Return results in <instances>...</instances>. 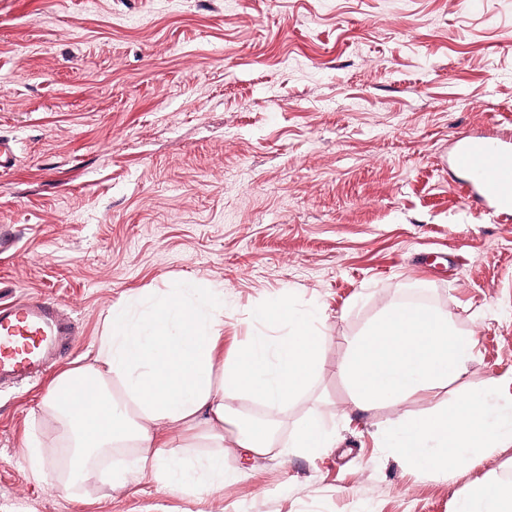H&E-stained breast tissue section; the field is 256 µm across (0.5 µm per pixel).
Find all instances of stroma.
Here are the masks:
<instances>
[{"label":"stroma","mask_w":512,"mask_h":512,"mask_svg":"<svg viewBox=\"0 0 512 512\" xmlns=\"http://www.w3.org/2000/svg\"><path fill=\"white\" fill-rule=\"evenodd\" d=\"M512 115V0H0V301H56L88 361L112 304L195 278L224 292L235 358L255 314L318 310L322 369L278 409L336 436L318 454L227 456L222 490L152 478L49 481L66 463L48 379L0 386V512H454L512 445L442 476L377 434L505 378L512 405V222L462 195L453 140ZM432 306L472 334L461 376L358 410L339 367L384 303ZM43 444L48 479L26 449Z\"/></svg>","instance_id":"1"}]
</instances>
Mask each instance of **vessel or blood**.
I'll return each instance as SVG.
<instances>
[{
	"mask_svg": "<svg viewBox=\"0 0 512 512\" xmlns=\"http://www.w3.org/2000/svg\"><path fill=\"white\" fill-rule=\"evenodd\" d=\"M454 163L469 174L468 202L497 216L512 215V125L492 128L460 143ZM69 317L42 297L0 302V384L31 381L49 361L73 346Z\"/></svg>",
	"mask_w": 512,
	"mask_h": 512,
	"instance_id": "b4317fda",
	"label": "vessel or blood"
}]
</instances>
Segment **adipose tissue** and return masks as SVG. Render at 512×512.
Segmentation results:
<instances>
[{
    "mask_svg": "<svg viewBox=\"0 0 512 512\" xmlns=\"http://www.w3.org/2000/svg\"><path fill=\"white\" fill-rule=\"evenodd\" d=\"M276 309L287 334L275 340L255 331L233 360L220 363L224 299L212 285L185 279L113 304L91 362L59 373L42 399L67 450L59 486L71 488L93 471L105 486L149 476L171 491H216L224 485L228 452H272L271 429L241 419L234 401L250 394L287 404L319 373L327 343L318 312L282 302ZM474 349L472 336L439 309L392 303L353 341L340 373L355 405L369 411L448 385ZM500 385L494 378L446 410L398 417L381 436L418 469L447 474L474 462L480 449L512 445V409L494 411L486 403ZM164 424L182 427V435L163 436ZM198 448L207 449L205 460L196 458ZM115 454L124 456L123 466L103 467ZM454 512H512V484L477 485Z\"/></svg>",
    "mask_w": 512,
    "mask_h": 512,
    "instance_id": "adipose-tissue-1",
    "label": "adipose tissue"
}]
</instances>
